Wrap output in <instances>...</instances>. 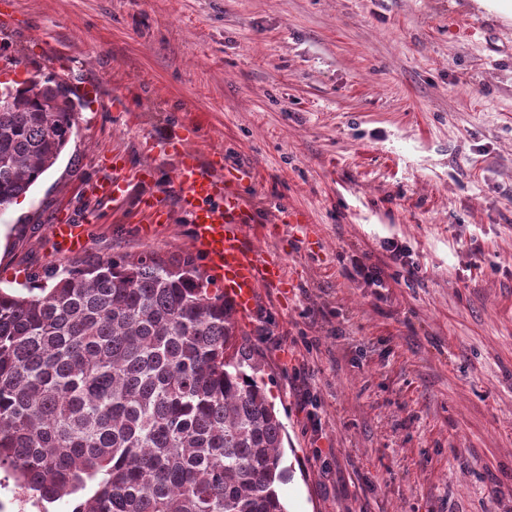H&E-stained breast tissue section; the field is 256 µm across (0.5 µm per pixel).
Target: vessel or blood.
Returning <instances> with one entry per match:
<instances>
[{"label":"vessel or blood","instance_id":"vessel-or-blood-1","mask_svg":"<svg viewBox=\"0 0 512 512\" xmlns=\"http://www.w3.org/2000/svg\"><path fill=\"white\" fill-rule=\"evenodd\" d=\"M161 149L178 158L173 186L180 210L190 218L193 247L205 257L213 278L223 284L224 295L237 312L248 315L258 289H283L288 281L278 255L257 252L250 241L251 220L236 187L237 175L203 163L182 139L165 141ZM112 165V171L92 186L96 197L108 201L120 196L126 178L147 181L154 176L151 168H128L119 157ZM52 235L70 252L82 250L85 244L83 224L64 217L53 224Z\"/></svg>","mask_w":512,"mask_h":512}]
</instances>
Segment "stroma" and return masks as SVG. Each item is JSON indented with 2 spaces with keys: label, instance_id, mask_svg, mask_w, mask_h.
Listing matches in <instances>:
<instances>
[{
  "label": "stroma",
  "instance_id": "1",
  "mask_svg": "<svg viewBox=\"0 0 512 512\" xmlns=\"http://www.w3.org/2000/svg\"><path fill=\"white\" fill-rule=\"evenodd\" d=\"M17 2L0 78L65 83L76 123L0 233V288L72 261L62 214L88 255L191 252L177 158L145 145L193 127L292 280L238 320L286 427L288 512H512V21L473 0ZM114 154L156 182L89 196ZM151 194L172 219L147 238ZM52 236L66 246L70 252L81 251L84 247V224L59 218L52 226Z\"/></svg>",
  "mask_w": 512,
  "mask_h": 512
}]
</instances>
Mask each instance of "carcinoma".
I'll return each instance as SVG.
<instances>
[{
    "label": "carcinoma",
    "mask_w": 512,
    "mask_h": 512,
    "mask_svg": "<svg viewBox=\"0 0 512 512\" xmlns=\"http://www.w3.org/2000/svg\"><path fill=\"white\" fill-rule=\"evenodd\" d=\"M0 206L26 195L75 125L66 86L3 83ZM191 254L86 257L40 295L0 289V468L72 512H287L284 424Z\"/></svg>",
    "instance_id": "1"
}]
</instances>
